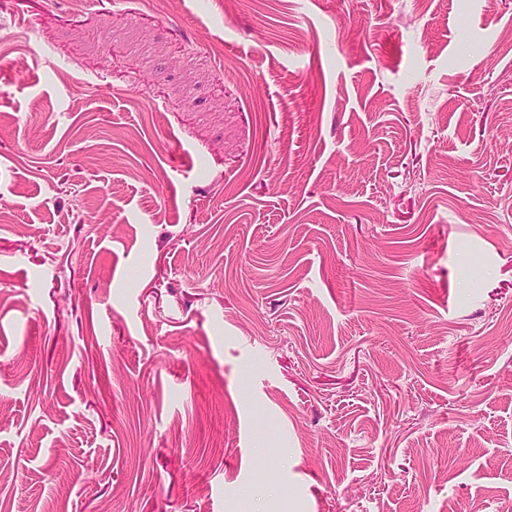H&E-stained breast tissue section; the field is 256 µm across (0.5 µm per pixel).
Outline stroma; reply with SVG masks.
Wrapping results in <instances>:
<instances>
[{"instance_id":"1","label":"stroma","mask_w":512,"mask_h":512,"mask_svg":"<svg viewBox=\"0 0 512 512\" xmlns=\"http://www.w3.org/2000/svg\"><path fill=\"white\" fill-rule=\"evenodd\" d=\"M0 512H512V0H0Z\"/></svg>"}]
</instances>
